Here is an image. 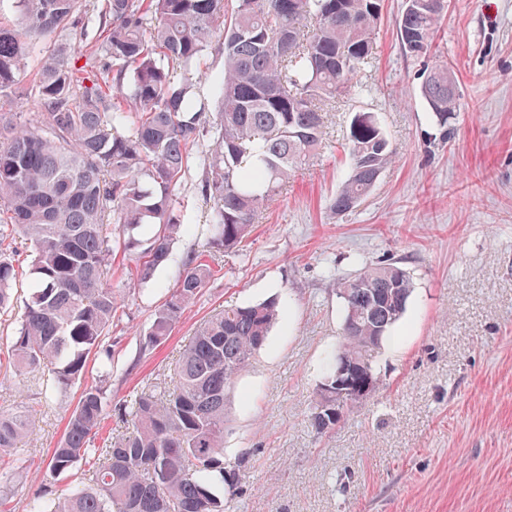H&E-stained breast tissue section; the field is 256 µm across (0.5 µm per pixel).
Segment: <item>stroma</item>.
Here are the masks:
<instances>
[{"label":"stroma","mask_w":512,"mask_h":512,"mask_svg":"<svg viewBox=\"0 0 512 512\" xmlns=\"http://www.w3.org/2000/svg\"><path fill=\"white\" fill-rule=\"evenodd\" d=\"M383 0L368 91L329 105L328 136L263 212L243 247L217 255L214 277L171 336L144 349L182 260L204 250L209 211L202 169L189 158L174 188L190 228L148 283L117 253L112 365L98 361L53 394L0 368V411L32 414L24 448L0 454V502L61 498L89 476L48 468L81 391L106 385L113 410L94 438L122 437L120 409L170 376L195 329L227 306L277 300L279 318L226 391L224 458L247 469L225 491L234 512H512V0H448L426 59L406 56ZM447 61L459 99L447 128L420 98L425 63ZM377 113L395 158L357 208L329 206L348 174L351 119ZM397 263L413 290L377 357L382 384L329 433L311 425L327 358L343 339L345 310L332 278ZM12 482H4V474Z\"/></svg>","instance_id":"stroma-1"}]
</instances>
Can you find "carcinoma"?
I'll return each instance as SVG.
<instances>
[{
	"label": "carcinoma",
	"mask_w": 512,
	"mask_h": 512,
	"mask_svg": "<svg viewBox=\"0 0 512 512\" xmlns=\"http://www.w3.org/2000/svg\"><path fill=\"white\" fill-rule=\"evenodd\" d=\"M21 30L0 23V99L20 93L31 54L44 57L32 89L43 121L32 125L0 113V307L18 276L20 243L32 253V292L8 351L15 372L35 373L65 388L90 357L112 359L117 297L109 273L112 225L118 245L139 253L138 279L152 280L173 260L187 231L174 219L173 190L191 151L205 147L201 196L210 203V251L241 246L296 165L326 136L324 106L362 90L359 75L374 55L382 0H104L101 42L76 67L53 42L84 35L81 0H16ZM448 0H405L396 22L406 55L430 53ZM224 73L213 112L194 108L193 69L212 44ZM421 98L444 127L458 99L445 61L422 71ZM350 174L330 204L336 214L360 205L394 157L371 112L350 124ZM199 257L154 315L147 341H165L211 276ZM345 307L341 350L326 361L325 379L346 358L381 379L371 338H387L412 293L406 271L368 267L333 282ZM278 318L274 301L228 308L204 321L175 364L173 390H149L132 404L131 431L98 450L91 440L112 399L87 386L53 449L49 469L72 470L96 456L92 480L62 499H35L32 512H228L215 488L235 486L242 462L224 464V394ZM336 408V390L318 389L320 407ZM28 418L0 412V452L20 445Z\"/></svg>",
	"instance_id": "cac0c4a2"
}]
</instances>
